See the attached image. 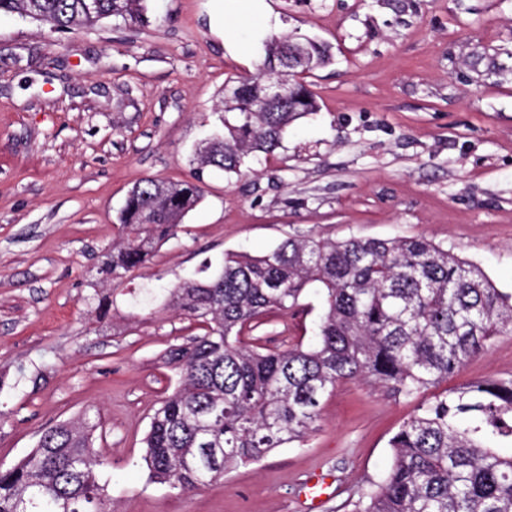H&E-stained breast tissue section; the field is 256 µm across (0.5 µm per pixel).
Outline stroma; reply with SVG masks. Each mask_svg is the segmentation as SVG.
Wrapping results in <instances>:
<instances>
[{"mask_svg": "<svg viewBox=\"0 0 512 512\" xmlns=\"http://www.w3.org/2000/svg\"><path fill=\"white\" fill-rule=\"evenodd\" d=\"M148 6L145 28L111 19L63 33L0 16V466L88 413L100 418L108 512H309L318 473L332 488L319 512H351L413 411L355 380L324 400L302 447L193 491L149 482L142 438L175 382L164 355L197 329L162 297L145 312L130 294L309 234L423 236L512 291V0ZM294 33L332 48L333 63L306 77L320 112L297 120L274 157H247L241 176L207 169L177 238L121 283L100 281L127 192L147 177L188 178L225 80L255 73L264 39ZM318 313L310 295L258 332L285 350L310 341ZM508 375L505 333L447 385Z\"/></svg>", "mask_w": 512, "mask_h": 512, "instance_id": "obj_1", "label": "stroma"}]
</instances>
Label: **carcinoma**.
<instances>
[{
  "instance_id": "obj_1",
  "label": "carcinoma",
  "mask_w": 512,
  "mask_h": 512,
  "mask_svg": "<svg viewBox=\"0 0 512 512\" xmlns=\"http://www.w3.org/2000/svg\"><path fill=\"white\" fill-rule=\"evenodd\" d=\"M147 0H0L16 14L58 32L115 18L150 24ZM287 39L263 44L257 75L227 78L223 130L191 160L190 178H146L121 211L124 241L99 273L123 281L177 236L202 197L204 172L241 175L251 154L274 155L288 127L319 111L305 83L290 79L299 112H267L263 79ZM168 289L166 301L200 330L166 357L176 374L144 437L148 479L182 491L216 484L276 448L302 446L321 405L344 380L389 389L414 404L389 440L384 478L352 512H512V377L475 381L422 395L448 381L512 332V292L476 264L425 237H287L261 256L227 253L217 270ZM309 293L320 301L311 343L271 351L246 333L273 310L290 312ZM97 426L84 415L42 432L18 463L0 467V512H106Z\"/></svg>"
}]
</instances>
